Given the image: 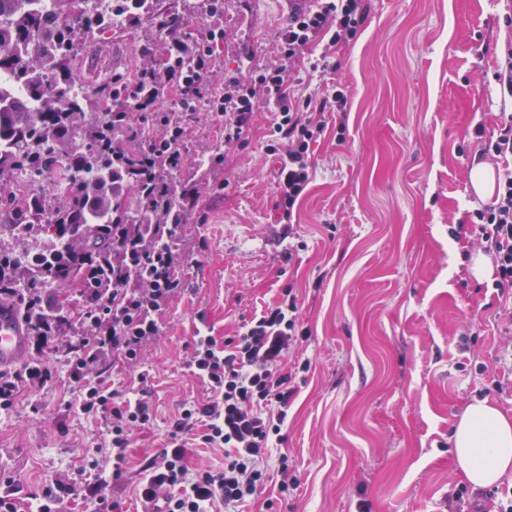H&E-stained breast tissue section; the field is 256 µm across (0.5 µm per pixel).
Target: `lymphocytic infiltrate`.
Wrapping results in <instances>:
<instances>
[{
  "mask_svg": "<svg viewBox=\"0 0 512 512\" xmlns=\"http://www.w3.org/2000/svg\"><path fill=\"white\" fill-rule=\"evenodd\" d=\"M365 15V0H313L308 12L293 15L277 31L278 63L224 85L217 114L225 144H243L257 107L274 114L272 128L279 155L274 207L282 220H291L308 189L310 147L326 127L322 118L308 117V110L341 112L347 105L343 92L333 87L324 88L316 99L292 94L289 75L315 42L335 46L353 37ZM210 69V53L203 49L195 58L192 77L164 72L166 84L176 87L181 96V110L174 115L176 130L151 123V115L161 111L156 99L141 103L138 118L126 113L120 116L125 127L146 144L160 146L169 169L185 165L182 143L188 118L194 99L208 83ZM481 152L495 160L498 181L492 202L474 213L471 239L494 260L492 287L505 322L512 325V123L482 141ZM177 231V225H170L166 232L169 243L163 252L144 253V263L155 270L153 278L140 287L123 289L121 302L105 298L87 302L93 312L87 325L91 337L72 351L70 375L81 384V412L104 417L107 422L111 439L106 453L112 459V472L80 486L53 482L36 495L38 512H60L64 499L73 495L80 496L88 512H118V502L108 501L104 490L120 484L130 438L134 430L151 422L152 414L143 400L119 399L102 375H90L89 370L103 365L108 354L136 364L144 347L158 336V313L181 290L178 268L182 260L173 245ZM307 337L293 292L256 313L237 335L224 342L211 336L194 337L188 368L206 385L208 396L182 406L164 448L142 463L141 500H158L166 512H210L215 502L234 508L264 487L268 477L263 458L273 442L282 441L281 431L296 392L292 384L296 372L289 368L287 358ZM191 436L202 444L223 448L222 468L190 474L186 445Z\"/></svg>",
  "mask_w": 512,
  "mask_h": 512,
  "instance_id": "lymphocytic-infiltrate-1",
  "label": "lymphocytic infiltrate"
}]
</instances>
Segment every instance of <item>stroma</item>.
Here are the masks:
<instances>
[{
  "label": "stroma",
  "instance_id": "stroma-1",
  "mask_svg": "<svg viewBox=\"0 0 512 512\" xmlns=\"http://www.w3.org/2000/svg\"><path fill=\"white\" fill-rule=\"evenodd\" d=\"M212 0H159L179 26L158 34L142 18L95 36L69 61L75 77L128 75L163 68L172 40L208 48L210 88L277 62L279 0H222L223 39H211ZM357 37L311 48L323 68L299 65V91L319 82L347 98L343 120L328 118L312 146L313 179L290 222L274 213L273 116L257 110L246 144L224 145L214 106L196 110L184 143L187 167L225 147L224 169L197 181L195 214L174 241L184 258L180 293L159 314L160 332L136 365L109 358L108 380L144 396L151 424L136 430L122 512H139L137 464L162 448L183 403L202 399L203 383L185 361L192 339L235 335L256 311L295 289L309 337L292 355L298 374L284 440L265 461L270 480L240 512H448L459 491L481 498L458 469L450 437L475 400L512 417V390L493 376L512 371L498 323L499 301L474 278L480 253L459 225L489 199L472 191L482 163L475 128L504 125L493 71L512 36V0H367ZM46 355L52 378L28 387L0 424V481L23 494L56 478L93 480L108 469L102 418L79 409L69 375L70 342ZM97 458V468L87 459ZM298 479L288 495L275 481L280 462Z\"/></svg>",
  "mask_w": 512,
  "mask_h": 512
}]
</instances>
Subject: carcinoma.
I'll return each instance as SVG.
<instances>
[{
    "mask_svg": "<svg viewBox=\"0 0 512 512\" xmlns=\"http://www.w3.org/2000/svg\"><path fill=\"white\" fill-rule=\"evenodd\" d=\"M81 0H0V301L14 304L17 319L32 340L43 328L69 335L73 317L58 288L75 287L81 300L107 297L112 289L137 284L146 273L138 256L117 244L118 231L146 230L155 244L164 238L161 224L180 216L176 178L164 158L144 146L117 120L133 112L141 99L163 97L166 87L144 81L126 98L123 81L108 77L89 86L81 111L72 105L74 76L68 61L89 35L145 16L158 30L171 18L157 12L156 0H112L107 13L77 20ZM28 97L20 100L13 86ZM121 101L112 112L94 111L100 98ZM81 137L82 146L74 140ZM166 181L171 202L164 209L144 205L137 168L147 156ZM32 179L36 193L16 196L9 181ZM54 296L48 307L22 308L16 296Z\"/></svg>",
    "mask_w": 512,
    "mask_h": 512,
    "instance_id": "1",
    "label": "carcinoma"
}]
</instances>
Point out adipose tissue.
<instances>
[{"label": "adipose tissue", "mask_w": 512, "mask_h": 512, "mask_svg": "<svg viewBox=\"0 0 512 512\" xmlns=\"http://www.w3.org/2000/svg\"><path fill=\"white\" fill-rule=\"evenodd\" d=\"M453 455L468 481L489 487L512 471V418L485 400L471 403L454 426Z\"/></svg>", "instance_id": "obj_1"}]
</instances>
